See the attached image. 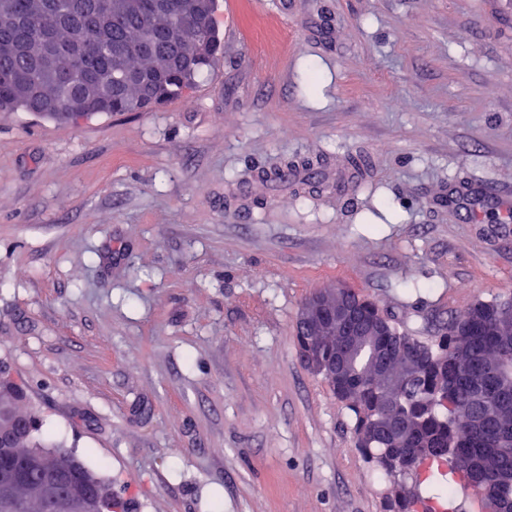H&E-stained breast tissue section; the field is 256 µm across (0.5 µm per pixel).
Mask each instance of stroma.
<instances>
[{"instance_id":"1","label":"stroma","mask_w":512,"mask_h":512,"mask_svg":"<svg viewBox=\"0 0 512 512\" xmlns=\"http://www.w3.org/2000/svg\"><path fill=\"white\" fill-rule=\"evenodd\" d=\"M214 23L213 69L150 111L0 112V363L132 512H386L295 320L346 285L430 339L512 297V0ZM285 160L306 184L266 180Z\"/></svg>"}]
</instances>
